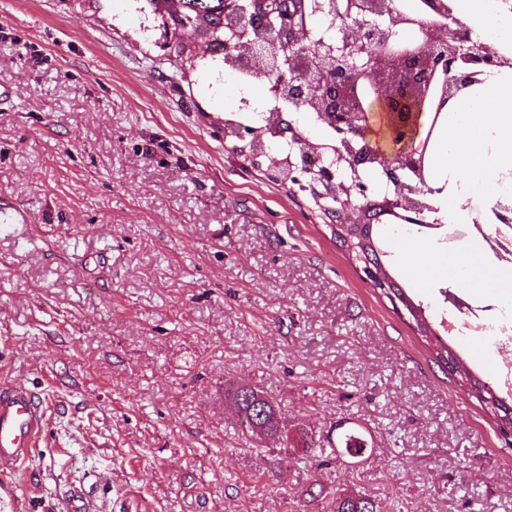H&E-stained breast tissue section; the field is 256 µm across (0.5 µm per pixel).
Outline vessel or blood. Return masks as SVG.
Wrapping results in <instances>:
<instances>
[{
  "instance_id": "b4317fda",
  "label": "vessel or blood",
  "mask_w": 512,
  "mask_h": 512,
  "mask_svg": "<svg viewBox=\"0 0 512 512\" xmlns=\"http://www.w3.org/2000/svg\"><path fill=\"white\" fill-rule=\"evenodd\" d=\"M48 427V408L38 394L0 383V512H23L14 477L31 460Z\"/></svg>"
}]
</instances>
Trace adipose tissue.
<instances>
[{
    "instance_id": "1",
    "label": "adipose tissue",
    "mask_w": 512,
    "mask_h": 512,
    "mask_svg": "<svg viewBox=\"0 0 512 512\" xmlns=\"http://www.w3.org/2000/svg\"><path fill=\"white\" fill-rule=\"evenodd\" d=\"M462 19L476 25L485 43L512 37V18L494 9V0H465ZM447 170L449 189L439 198L449 214H461L467 200L485 193L496 201L500 174L512 171V75L488 74L483 92L462 98L448 108V138L431 159ZM433 270L463 278L469 288L512 293V273L482 262L481 251L432 259Z\"/></svg>"
}]
</instances>
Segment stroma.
I'll return each instance as SVG.
<instances>
[{
	"label": "stroma",
	"instance_id": "35a3bbf8",
	"mask_svg": "<svg viewBox=\"0 0 512 512\" xmlns=\"http://www.w3.org/2000/svg\"><path fill=\"white\" fill-rule=\"evenodd\" d=\"M170 55L132 0H0V379L52 406L16 477L27 512L79 489L95 512H512V447L430 346L366 282L309 193L269 180L218 120L262 85ZM379 241L433 323L456 282ZM247 382L316 439L370 449L318 466L242 435L224 401ZM325 489L312 499L310 483ZM377 503L365 495H339L335 512H377Z\"/></svg>",
	"mask_w": 512,
	"mask_h": 512
}]
</instances>
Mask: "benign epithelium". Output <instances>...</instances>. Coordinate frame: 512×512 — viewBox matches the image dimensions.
I'll use <instances>...</instances> for the list:
<instances>
[{
	"mask_svg": "<svg viewBox=\"0 0 512 512\" xmlns=\"http://www.w3.org/2000/svg\"><path fill=\"white\" fill-rule=\"evenodd\" d=\"M307 0H290L288 9L275 0H222L224 29L248 27L255 38L225 56L228 70L246 67L257 74L289 71L293 79L277 85L281 98L294 112H306L332 136L328 144L312 143L273 111L259 128L232 127L224 131L244 142L248 161L265 154L266 139L291 134L304 151L320 152L324 164L310 175L332 199L337 215L353 207L351 189L362 196L369 186L359 179L363 170L380 174L388 185L383 208L412 224H424L432 210L430 197L443 191L432 186L427 165L438 123L447 115L449 101L471 94L484 75L512 69V57L471 41L470 30L453 14L452 0H428V14L417 16L402 9L400 0H312L317 15L336 27L330 39L316 37L306 22ZM415 30V42H400V30ZM447 76L434 94V112L424 113L432 75ZM384 86L387 94L376 106L384 132L398 145L392 153L378 148L367 136L368 112H352L353 95ZM270 180L294 182V167L272 161L265 169Z\"/></svg>",
	"mask_w": 512,
	"mask_h": 512,
	"instance_id": "obj_1",
	"label": "benign epithelium"
}]
</instances>
